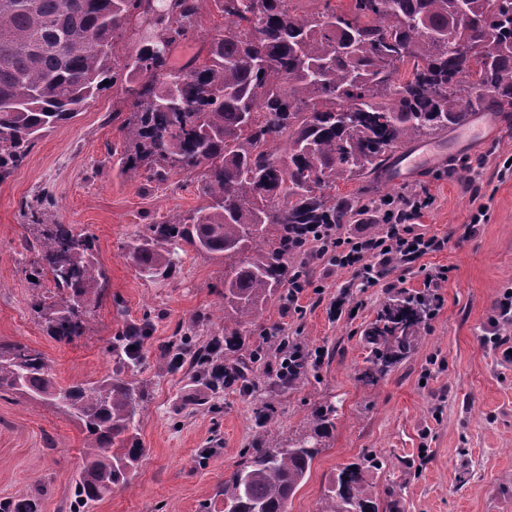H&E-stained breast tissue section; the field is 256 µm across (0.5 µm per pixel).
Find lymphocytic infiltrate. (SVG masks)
Segmentation results:
<instances>
[{"mask_svg":"<svg viewBox=\"0 0 512 512\" xmlns=\"http://www.w3.org/2000/svg\"><path fill=\"white\" fill-rule=\"evenodd\" d=\"M431 197H401L383 202L379 231L351 236L341 224H316L298 247L304 260L288 276V305L297 308L307 289L323 293L310 275L312 265L323 263L346 270L358 287L371 288L387 281L398 268L424 255L442 251L447 238L417 231L414 221L432 205Z\"/></svg>","mask_w":512,"mask_h":512,"instance_id":"1","label":"lymphocytic infiltrate"}]
</instances>
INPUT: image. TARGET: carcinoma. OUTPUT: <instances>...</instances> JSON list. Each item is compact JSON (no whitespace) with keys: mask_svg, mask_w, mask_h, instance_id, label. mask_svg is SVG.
<instances>
[{"mask_svg":"<svg viewBox=\"0 0 512 512\" xmlns=\"http://www.w3.org/2000/svg\"><path fill=\"white\" fill-rule=\"evenodd\" d=\"M224 17L206 55L182 66L172 48L201 27L200 0H0V180L25 162L45 133L78 116L104 88L127 83L134 98L123 120L119 163L148 177L201 170L206 203L188 217L148 224L128 249L143 274L176 265L186 243L233 260L224 268V348L231 360L251 322L288 282L297 256L288 240L313 224H345L354 202L325 190L384 173L388 152L424 136L463 127L479 112H512V0H331L297 14L290 0H210ZM154 34L123 57L117 42L132 18ZM455 32L463 49L441 35ZM23 217L39 226L23 249L51 275L57 300L35 308L59 342L83 335L79 308L101 295L103 267L85 233L51 221L43 202ZM421 292H400L364 339L375 383L405 360L432 317ZM128 333L115 339L118 370L91 383L62 386L43 353L0 342V393L47 402L85 433L74 479L75 508L86 512L134 476L144 455L139 437L143 387L122 377L132 361ZM165 358L197 369L208 346L172 341ZM336 419L321 404L308 431L258 446L228 478L223 512H288ZM382 462L366 456L327 488L322 512H379L362 496L364 472Z\"/></svg>","mask_w":512,"mask_h":512,"instance_id":"carcinoma-1","label":"carcinoma"}]
</instances>
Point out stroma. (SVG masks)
Returning <instances> with one entry per match:
<instances>
[{
	"mask_svg": "<svg viewBox=\"0 0 512 512\" xmlns=\"http://www.w3.org/2000/svg\"><path fill=\"white\" fill-rule=\"evenodd\" d=\"M203 27L173 46L171 58L187 62L206 53L224 19L204 0ZM132 99L108 86L73 120L37 142L24 165L0 181V342L42 352L60 383L95 381L115 369L111 347L127 327H146L141 360L125 370L143 386L140 434L146 453L128 483L113 488L93 512H222L217 494L225 477L259 443L301 434L324 402L337 407L326 446L288 501V512H320L323 494L363 454L381 458L369 470L362 494L381 512H512V330L500 344L488 340L491 318L505 289H512V116L480 113L482 137L461 143L455 132L404 145L427 153L408 177L381 176L367 186L355 180L333 188L336 197L367 203L399 196H431L418 222L422 232L444 236V250L411 264L404 287H422V268L447 267L449 280L428 327L404 361L377 383L360 381L368 349L365 330L390 290L354 288L347 272L319 266L322 295L307 294L302 313L287 312L288 290L248 325L233 354L243 364L249 391L213 396L190 369L160 371L159 349L171 336L199 343L224 333V261L185 248L167 274L146 277L128 257L144 225L204 205L199 178L181 170L169 180H148L143 169L119 171L113 146ZM50 197L56 222L92 238L105 269L103 292L86 314L85 334L69 343L49 336L35 302L52 289L36 274L34 256L21 240L33 234L22 218L38 192ZM486 218L473 234L465 226L478 206ZM350 302L340 318L329 305L342 291ZM284 327L290 340L322 352L304 385H275V350L252 359L261 335ZM85 434L55 407L0 393V501L25 493L39 512H71L74 478Z\"/></svg>",
	"mask_w": 512,
	"mask_h": 512,
	"instance_id": "35a3bbf8",
	"label": "stroma"
}]
</instances>
